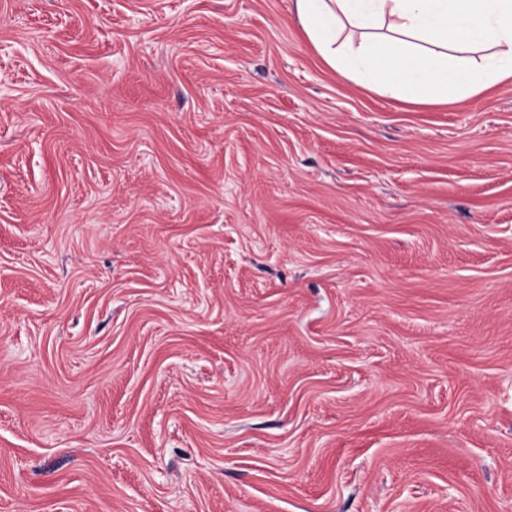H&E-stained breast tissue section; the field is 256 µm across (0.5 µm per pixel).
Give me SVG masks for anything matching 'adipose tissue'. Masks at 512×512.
<instances>
[{
    "mask_svg": "<svg viewBox=\"0 0 512 512\" xmlns=\"http://www.w3.org/2000/svg\"><path fill=\"white\" fill-rule=\"evenodd\" d=\"M322 60L382 96L472 95L512 78V0H293ZM397 63L390 76L381 60Z\"/></svg>",
    "mask_w": 512,
    "mask_h": 512,
    "instance_id": "ef3b65f1",
    "label": "adipose tissue"
}]
</instances>
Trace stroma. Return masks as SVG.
Here are the masks:
<instances>
[{
	"mask_svg": "<svg viewBox=\"0 0 512 512\" xmlns=\"http://www.w3.org/2000/svg\"><path fill=\"white\" fill-rule=\"evenodd\" d=\"M291 15L0 0V512H512V82Z\"/></svg>",
	"mask_w": 512,
	"mask_h": 512,
	"instance_id": "35a3bbf8",
	"label": "stroma"
}]
</instances>
